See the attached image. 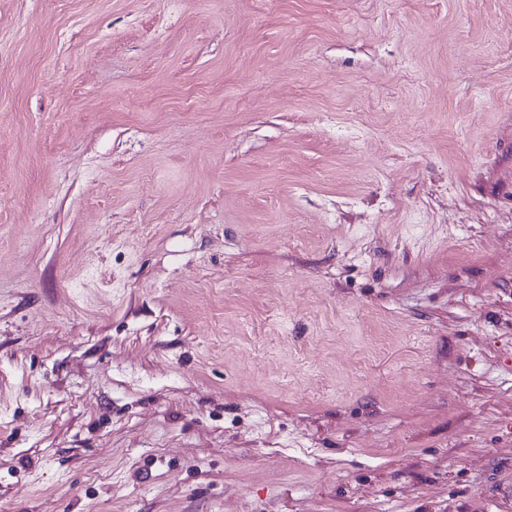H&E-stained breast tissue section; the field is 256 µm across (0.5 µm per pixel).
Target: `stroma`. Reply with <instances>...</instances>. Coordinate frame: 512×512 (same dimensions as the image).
I'll use <instances>...</instances> for the list:
<instances>
[{
  "label": "stroma",
  "mask_w": 512,
  "mask_h": 512,
  "mask_svg": "<svg viewBox=\"0 0 512 512\" xmlns=\"http://www.w3.org/2000/svg\"><path fill=\"white\" fill-rule=\"evenodd\" d=\"M512 0H0V512H501Z\"/></svg>",
  "instance_id": "stroma-1"
}]
</instances>
